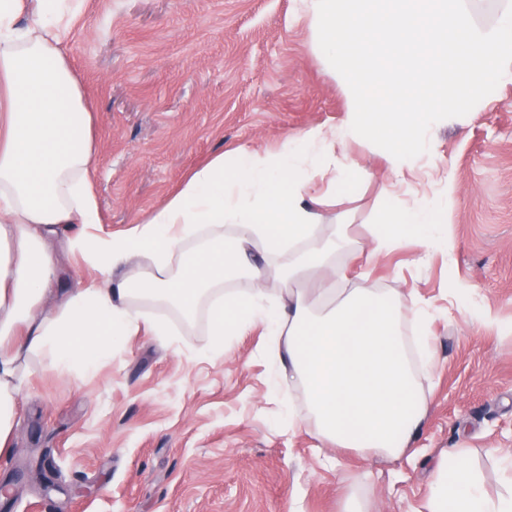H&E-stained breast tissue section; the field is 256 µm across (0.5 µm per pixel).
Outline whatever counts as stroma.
Masks as SVG:
<instances>
[{
	"label": "stroma",
	"instance_id": "35a3bbf8",
	"mask_svg": "<svg viewBox=\"0 0 512 512\" xmlns=\"http://www.w3.org/2000/svg\"><path fill=\"white\" fill-rule=\"evenodd\" d=\"M95 105L91 173L103 232L118 234L165 204L213 157L278 151L286 137L339 126L349 98L312 46L302 0H85L68 42ZM447 196L449 249L400 246L370 267L379 287L432 313L429 411L403 455L385 460L288 429L292 401L273 385L263 328L216 351L206 312L193 328L161 309L171 335L128 337L96 371L36 370L19 398L14 449L0 459V512H416L441 453L469 439L490 495L507 488L512 454V83L434 132ZM357 193L336 202L370 248L387 184L383 149L352 142ZM471 289L448 303V284ZM487 307L496 323L473 320Z\"/></svg>",
	"mask_w": 512,
	"mask_h": 512
}]
</instances>
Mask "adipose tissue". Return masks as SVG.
Masks as SVG:
<instances>
[{
  "label": "adipose tissue",
  "instance_id": "ef3b65f1",
  "mask_svg": "<svg viewBox=\"0 0 512 512\" xmlns=\"http://www.w3.org/2000/svg\"><path fill=\"white\" fill-rule=\"evenodd\" d=\"M304 19L327 48L352 102L336 128L315 127L262 155L217 156L167 202L120 236L96 233L92 108L66 49L81 0H0V458L12 451L18 398L41 360L57 373L86 374L134 334L145 305L193 322L206 310L216 336L262 326L279 383L300 385L305 414L336 447L398 458L420 434L428 401L402 328L429 344L430 315L414 298L348 284L341 264L362 247L327 209L328 194L352 197L351 141L382 145L404 181L432 157L434 128L473 112L512 82V0L494 24L477 23L467 0H304ZM448 201L405 206L385 188L374 253L405 242L444 247ZM104 276L47 308L62 276L53 242ZM251 292H226L241 279ZM275 280L278 297L262 289ZM466 441L438 461L418 512H512V494L490 497Z\"/></svg>",
  "mask_w": 512,
  "mask_h": 512
}]
</instances>
